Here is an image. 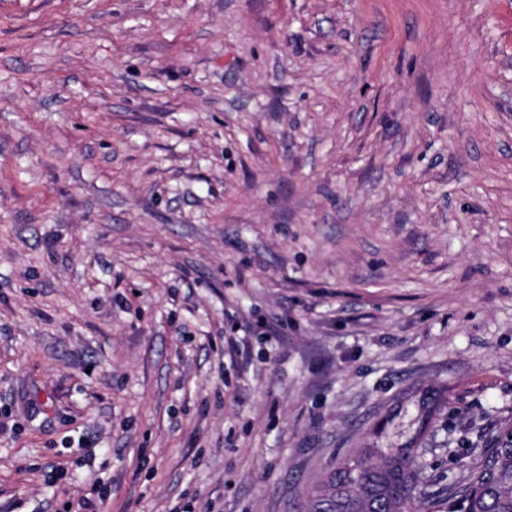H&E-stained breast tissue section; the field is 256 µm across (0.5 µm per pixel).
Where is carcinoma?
<instances>
[{"label": "carcinoma", "instance_id": "obj_1", "mask_svg": "<svg viewBox=\"0 0 512 512\" xmlns=\"http://www.w3.org/2000/svg\"><path fill=\"white\" fill-rule=\"evenodd\" d=\"M444 392L416 396L417 414L402 441L387 448L368 443L357 456L325 475L314 488L309 512H512V420L466 481L450 495L425 490L427 477L414 468L427 430L445 406Z\"/></svg>", "mask_w": 512, "mask_h": 512}]
</instances>
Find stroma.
Wrapping results in <instances>:
<instances>
[{
    "label": "stroma",
    "instance_id": "obj_1",
    "mask_svg": "<svg viewBox=\"0 0 512 512\" xmlns=\"http://www.w3.org/2000/svg\"><path fill=\"white\" fill-rule=\"evenodd\" d=\"M417 388L462 482L512 419V0H0V512H306Z\"/></svg>",
    "mask_w": 512,
    "mask_h": 512
}]
</instances>
